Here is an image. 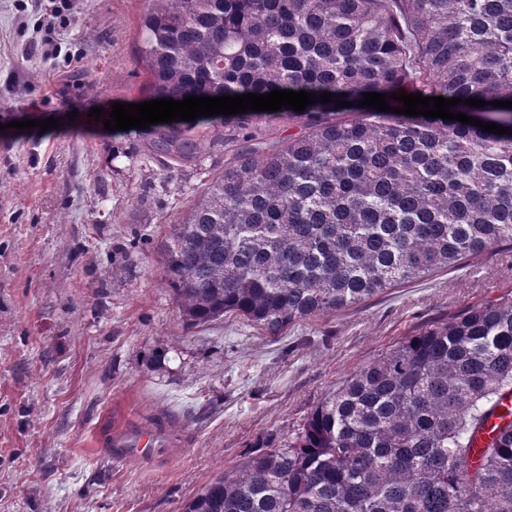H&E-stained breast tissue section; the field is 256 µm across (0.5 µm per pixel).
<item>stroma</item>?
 I'll return each mask as SVG.
<instances>
[{"label": "stroma", "mask_w": 512, "mask_h": 512, "mask_svg": "<svg viewBox=\"0 0 512 512\" xmlns=\"http://www.w3.org/2000/svg\"><path fill=\"white\" fill-rule=\"evenodd\" d=\"M62 2L49 34L0 0V512H180L402 338L512 292L504 245L275 335L235 315L187 324L161 246L224 145L172 172L138 129L89 121L148 98V2ZM51 117L59 128L12 127ZM160 417L171 443L155 458L116 463L95 444Z\"/></svg>", "instance_id": "1"}]
</instances>
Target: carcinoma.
<instances>
[{"label":"carcinoma","mask_w":512,"mask_h":512,"mask_svg":"<svg viewBox=\"0 0 512 512\" xmlns=\"http://www.w3.org/2000/svg\"><path fill=\"white\" fill-rule=\"evenodd\" d=\"M148 98L330 92L353 106L199 117L141 130L180 170L204 138L224 170L162 248L192 325L226 314L276 335L512 243V135L361 107L363 93L476 98L512 128V0H149ZM296 123L266 142L262 120ZM512 294L408 336L344 380L295 437L256 445L181 512H512ZM512 420V394L511 398L503 399L501 405L487 420L484 429L481 430L475 440V448H485L488 443L499 433L501 426Z\"/></svg>","instance_id":"cac0c4a2"}]
</instances>
